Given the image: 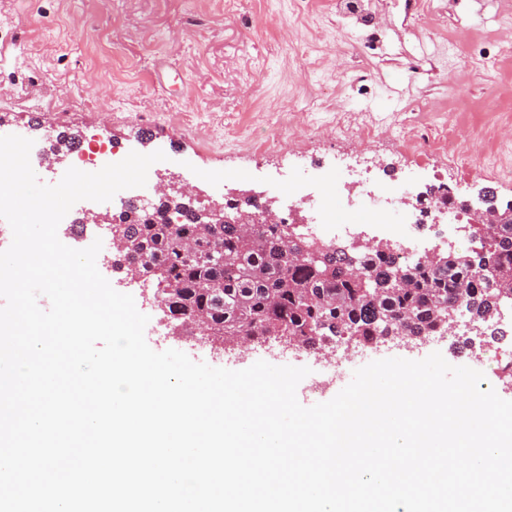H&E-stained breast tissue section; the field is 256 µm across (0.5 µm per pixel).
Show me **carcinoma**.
I'll return each mask as SVG.
<instances>
[{"instance_id":"1","label":"carcinoma","mask_w":512,"mask_h":512,"mask_svg":"<svg viewBox=\"0 0 512 512\" xmlns=\"http://www.w3.org/2000/svg\"><path fill=\"white\" fill-rule=\"evenodd\" d=\"M252 197L224 203V220L197 223L188 198L132 200L112 223L125 240V272L156 283L180 326L203 327L218 342L289 335L303 349L328 341L371 346L387 336H435L448 309L479 319L512 302V203L493 235L472 228L481 251L441 252L402 263L389 251L306 241L288 224H240L259 209ZM357 267L361 276L348 273Z\"/></svg>"}]
</instances>
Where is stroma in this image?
I'll return each mask as SVG.
<instances>
[{
	"label": "stroma",
	"mask_w": 512,
	"mask_h": 512,
	"mask_svg": "<svg viewBox=\"0 0 512 512\" xmlns=\"http://www.w3.org/2000/svg\"><path fill=\"white\" fill-rule=\"evenodd\" d=\"M376 17L336 15V0H0V130L32 139L30 163L53 185L64 167L41 166L47 134L110 139L120 156L163 151L196 201L252 193L288 197L275 182L300 165L335 166L345 154L366 161L371 183L414 179L417 191L451 187L481 207L484 191L512 202V177L481 178L432 161L409 173L411 158L386 136L358 142L330 124L347 109L382 128L415 126L426 139L456 137L475 158L512 163V0H383ZM100 273L132 295L162 349L214 367H313L307 353L277 344L216 354L167 335L142 282L116 268ZM505 333L445 337L408 351L440 352L454 366L490 373L485 358L512 354V306L497 318Z\"/></svg>",
	"instance_id": "stroma-1"
}]
</instances>
